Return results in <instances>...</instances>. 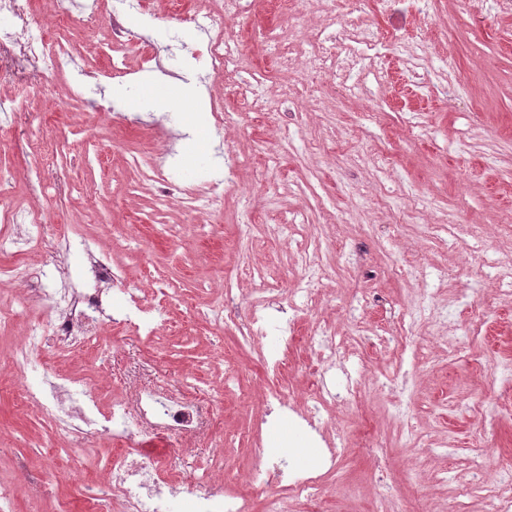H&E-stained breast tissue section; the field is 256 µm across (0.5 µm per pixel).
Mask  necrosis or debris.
<instances>
[{
	"label": "necrosis or debris",
	"instance_id": "obj_1",
	"mask_svg": "<svg viewBox=\"0 0 512 512\" xmlns=\"http://www.w3.org/2000/svg\"><path fill=\"white\" fill-rule=\"evenodd\" d=\"M316 5L324 14L326 31L316 38V50L309 62L316 71L337 74L340 87H347L352 80L355 59L373 61L405 48L396 36L371 34L359 14H350L344 27L335 29V0H316ZM248 6V0H220L217 7L192 18L197 27L214 34L204 58L208 72L218 78H229L239 71L236 39L225 32L224 25ZM144 11L143 0H113L109 6L104 0H91V16L102 19L112 33L113 76L126 74L127 57L136 44L124 19L129 13ZM4 45L17 47L38 73L39 80L31 88L35 94L49 90L54 78L69 68L76 52L72 41L50 35L36 23L32 0H0V47ZM137 166L154 189L159 206H168L175 199L189 211L216 204L213 194L187 191L175 196V184L165 179L153 158H141ZM46 222V213L37 208L0 211V283L15 281L18 268L24 266ZM89 261L98 282L96 289L77 290L65 285L39 289L37 301L42 314L28 321L18 338L12 364L20 372L40 367L45 386L39 391L23 389L19 398L53 422L57 432L67 439V446L57 450L60 457L98 460L103 476L86 485L85 512H170L169 497L178 493L179 483L170 475L167 460L144 452L143 447L160 438L182 441L195 435L203 426V414L195 400L185 391L157 386L112 399L108 413L103 414L95 393L89 392L78 376L60 374L55 366V356L100 347L106 288L125 278L123 269L114 266L106 255L90 254ZM166 296V289H154L153 304L147 307L135 289H126L120 325L155 336L149 314L152 308L163 305ZM104 436L117 439L119 448L94 447V440ZM340 453L337 447L327 449L318 465L301 469L267 457L262 481L281 490L275 512H291L293 502L299 500L308 505L309 512H319L314 492L325 475L335 471ZM191 512H251L247 491H230L224 485L223 453H215L203 466L199 488L192 495Z\"/></svg>",
	"mask_w": 512,
	"mask_h": 512
}]
</instances>
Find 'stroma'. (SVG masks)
<instances>
[{
	"label": "stroma",
	"instance_id": "1",
	"mask_svg": "<svg viewBox=\"0 0 512 512\" xmlns=\"http://www.w3.org/2000/svg\"><path fill=\"white\" fill-rule=\"evenodd\" d=\"M80 2L61 3L76 19L67 33L79 47L74 70L49 99L26 98L24 112L8 118L13 134L0 142V167L16 191L0 197V208L46 211L29 262L61 270L69 287H87L90 246L109 252L142 290L162 283L172 296L164 320L174 329L150 344L126 335L60 372L77 366L92 388L103 376L129 391L192 383L206 428L188 447L153 445L186 490L196 489L216 449L247 477L265 464L250 454L254 443L302 466L316 453L315 433L346 448L323 485L322 512H487L473 488L478 467L512 465V385L498 374L512 363V14L492 0L479 23L467 0H337V18L361 9L371 32L422 45V74L437 85L433 96L418 94L405 56L393 55L381 79L343 98L335 78L305 67L321 12L253 0L229 25L243 75L267 76L264 109L249 111L193 63L206 38L189 16L202 0H150L155 17L134 28L147 50L132 54L119 80L107 73L109 29L80 21ZM274 28L297 30L294 68H282L266 47L264 33ZM451 76L464 94L449 89ZM83 81L110 111L69 106L68 93ZM189 82L205 102L239 111L238 124L221 131L210 123L189 139L180 99ZM287 84L299 94L291 111L281 102ZM154 95L166 108L135 107ZM138 149L158 155L180 186L205 190L233 175L221 211L175 204L156 220L152 191L127 192L136 174L122 157ZM37 160L59 188L56 200L31 190L27 172ZM476 253L483 262L473 261ZM226 286L238 319L266 302L267 332L253 346L241 347L233 328L205 322ZM305 286L313 300L293 313L288 303ZM475 308L485 321L477 338L468 333ZM324 328L343 347L332 366L308 344ZM284 331L296 338L299 367L276 375L264 364ZM229 365L240 379L228 384ZM349 375L362 383L360 398L312 399L318 378L340 388ZM280 385L294 413L314 415L316 430L297 427L266 400ZM400 402L410 409L411 442L390 413ZM258 412L267 416L259 434L251 428ZM57 441L52 425L0 392V480H15L24 462L45 485L16 512H82L83 477L65 476L47 453Z\"/></svg>",
	"mask_w": 512,
	"mask_h": 512
}]
</instances>
